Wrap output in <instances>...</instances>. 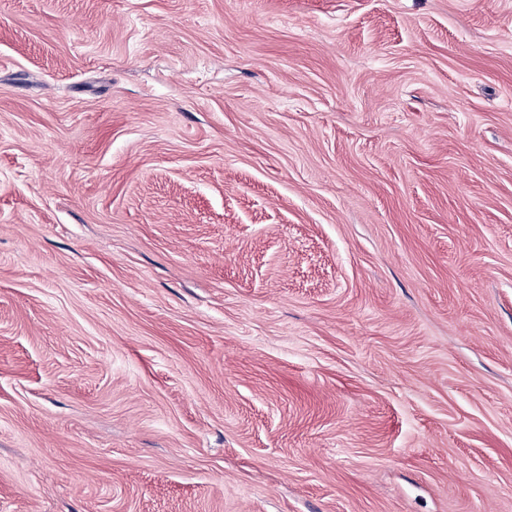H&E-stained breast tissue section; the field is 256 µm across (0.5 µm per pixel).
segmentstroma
<instances>
[{
    "label": "stroma",
    "mask_w": 512,
    "mask_h": 512,
    "mask_svg": "<svg viewBox=\"0 0 512 512\" xmlns=\"http://www.w3.org/2000/svg\"><path fill=\"white\" fill-rule=\"evenodd\" d=\"M0 512H512V0H0Z\"/></svg>",
    "instance_id": "35a3bbf8"
}]
</instances>
